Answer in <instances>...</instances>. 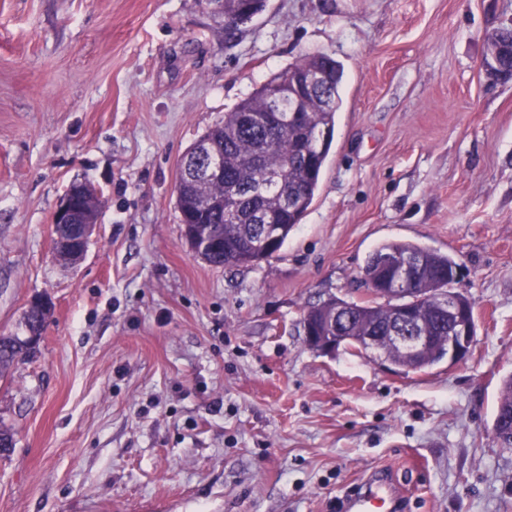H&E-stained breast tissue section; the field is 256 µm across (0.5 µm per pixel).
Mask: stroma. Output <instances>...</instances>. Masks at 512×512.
I'll use <instances>...</instances> for the list:
<instances>
[{"label":"stroma","mask_w":512,"mask_h":512,"mask_svg":"<svg viewBox=\"0 0 512 512\" xmlns=\"http://www.w3.org/2000/svg\"><path fill=\"white\" fill-rule=\"evenodd\" d=\"M512 0H266L227 35L204 0H0V335L52 310L0 379V512H340L388 470L408 512H512L492 436L512 375V81L483 75ZM343 70L319 190L273 257L187 243L179 161L297 59ZM104 206L83 260L51 249L72 182ZM389 240L454 257L467 361L406 371L305 342L369 297Z\"/></svg>","instance_id":"obj_1"}]
</instances>
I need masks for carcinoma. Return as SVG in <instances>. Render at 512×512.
Wrapping results in <instances>:
<instances>
[{"mask_svg":"<svg viewBox=\"0 0 512 512\" xmlns=\"http://www.w3.org/2000/svg\"><path fill=\"white\" fill-rule=\"evenodd\" d=\"M329 70L332 86L331 103L323 106L313 101L310 111L304 113L305 122L288 129V132L256 127L240 120L245 111H259L265 105L274 86L286 81L291 74H302L311 70ZM343 72L335 60L326 55L303 57L273 75L242 100L232 111L224 113V122L202 136L215 146L224 157V178L205 182L197 187L182 178L177 184V207L188 224H206L220 238L216 247L201 254L214 266H251L265 259L250 246L256 228L252 216L256 213L274 211L283 192H302V202L292 211L277 213L280 224V242L284 245L289 235L301 223L312 205L323 168L331 150L336 126V114L342 103L340 86ZM318 126L326 129L328 138L318 147H310L302 153L296 146L308 141L306 127ZM276 170L282 175V184L271 186L264 179L265 171ZM243 193L237 219L233 220L221 212L201 208L200 198L228 196ZM383 253L410 255L422 260L418 288H436L440 283L452 281L455 260L448 255L407 241H388L379 245L367 258L363 267L364 279L380 282L382 276L375 273V259ZM355 315L346 335L360 336L368 331L375 336H384L382 305L353 304ZM0 378L20 362L32 358L38 346L18 336H1ZM512 412V376L506 378L498 396L496 415Z\"/></svg>","mask_w":512,"mask_h":512,"instance_id":"1","label":"carcinoma"}]
</instances>
